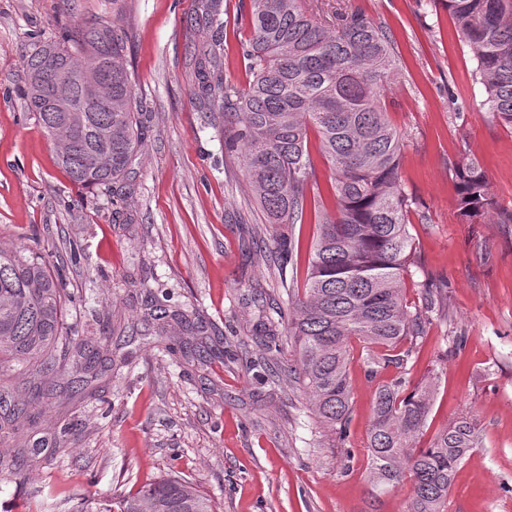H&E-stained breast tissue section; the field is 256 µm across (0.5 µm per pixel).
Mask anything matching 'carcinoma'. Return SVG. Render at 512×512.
<instances>
[{
    "label": "carcinoma",
    "instance_id": "obj_1",
    "mask_svg": "<svg viewBox=\"0 0 512 512\" xmlns=\"http://www.w3.org/2000/svg\"><path fill=\"white\" fill-rule=\"evenodd\" d=\"M121 0H112L110 22L75 17L54 35H38L22 55L19 87L29 111L50 139L71 131L68 153L58 166L85 188L110 190L123 179L141 147L142 108L129 62L130 30L122 26ZM457 34L474 49L475 77L485 88L491 119L512 129V0H441ZM250 35L242 45L247 83L224 80V35L216 30L200 54L195 99L209 116L218 113L229 132L228 147L244 154L254 199L273 225L280 278L298 265L302 245L294 225L313 215L317 227L306 258L302 290L288 291V335L298 362V383L318 421L342 437L351 421L349 365L353 343L365 352V377L375 382L368 429V478L386 493L411 482L406 512H448L459 466L479 447L478 425L460 416L426 447L419 441L433 410L439 375L414 384L408 364L418 353L438 288L420 284L425 304L409 310L404 275L416 247L408 229L410 198L402 186V137L389 122L380 88L398 72L392 35L358 10L329 23L303 0H248ZM214 22L224 0H198ZM51 50L62 75L73 79L74 102L84 104L75 79L96 65L100 90L112 105L88 112L43 108L39 68ZM112 130V139L100 131ZM331 170L332 207L319 191L311 137ZM112 154V168L96 167ZM460 215L471 224L495 208L489 180L473 160L450 163ZM64 288L38 257L0 250V361L25 364L29 379H47L77 364L62 334ZM144 320L161 334L192 331L180 309L149 300ZM397 370L392 378L381 375ZM27 408L0 384V428L13 430ZM23 484L14 457L0 453V479ZM79 512H215L210 495L181 477L166 476L134 495L113 494L83 504Z\"/></svg>",
    "mask_w": 512,
    "mask_h": 512
}]
</instances>
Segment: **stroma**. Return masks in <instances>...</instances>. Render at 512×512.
<instances>
[{
  "mask_svg": "<svg viewBox=\"0 0 512 512\" xmlns=\"http://www.w3.org/2000/svg\"><path fill=\"white\" fill-rule=\"evenodd\" d=\"M348 2L381 22L402 74L382 89L403 141L417 263L404 278L409 307L421 281H441L442 301L410 375L441 374L429 444L446 423L476 418L483 442L458 470L448 512H512V224L488 213L462 220L449 161L477 159L499 206L512 209V130L490 121L477 59L439 0ZM196 0H125L129 69L143 105V145L120 192L85 190L55 163L50 140L17 87L33 37L70 15L112 17V0H0V249L42 253L69 297V335L108 340L112 367L52 377L50 397L16 385L31 412L57 419L61 453L26 458L27 484L0 481V512H61L36 486L73 495L135 493L180 476L212 496L216 512H404L409 486L374 494L365 442L373 387L361 357L350 364L353 412L343 442L316 419L302 387L266 376L269 353L254 332L278 323L280 364L292 365L288 295L251 230L265 220L243 161L224 149L221 124L193 96L195 58L207 32L189 20ZM227 81H246L241 45L248 11L222 15ZM200 311L204 332L158 335L142 320L146 294ZM84 391H77V381Z\"/></svg>",
  "mask_w": 512,
  "mask_h": 512,
  "instance_id": "stroma-1",
  "label": "stroma"
}]
</instances>
